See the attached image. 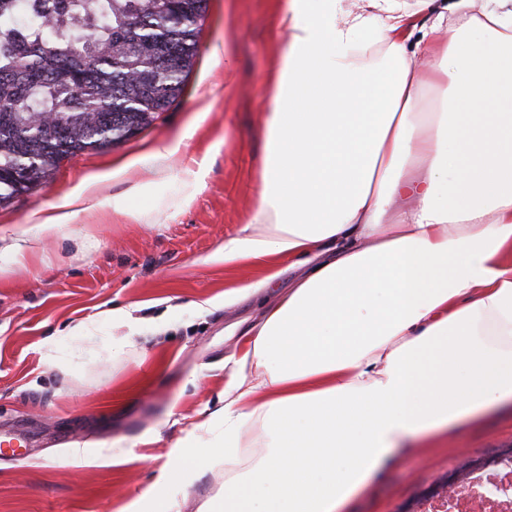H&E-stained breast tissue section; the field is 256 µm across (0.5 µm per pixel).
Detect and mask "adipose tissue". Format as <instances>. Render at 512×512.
Instances as JSON below:
<instances>
[{
    "mask_svg": "<svg viewBox=\"0 0 512 512\" xmlns=\"http://www.w3.org/2000/svg\"><path fill=\"white\" fill-rule=\"evenodd\" d=\"M289 0L225 264L336 255L272 304L166 476L196 512H342L400 443L512 404V0ZM447 85L440 112L425 88Z\"/></svg>",
    "mask_w": 512,
    "mask_h": 512,
    "instance_id": "obj_1",
    "label": "adipose tissue"
}]
</instances>
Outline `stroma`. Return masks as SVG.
<instances>
[{
  "instance_id": "stroma-1",
  "label": "stroma",
  "mask_w": 512,
  "mask_h": 512,
  "mask_svg": "<svg viewBox=\"0 0 512 512\" xmlns=\"http://www.w3.org/2000/svg\"><path fill=\"white\" fill-rule=\"evenodd\" d=\"M288 0H208L183 92L151 125L103 150L65 159L52 178L0 207V433L31 442L0 456V512H141L200 411L223 404L226 366L247 332L306 273L285 258L234 266L225 237L251 218L265 112L288 28ZM178 145L174 158L150 154ZM130 166L98 184L90 209L42 236L34 212L64 203L86 174ZM205 171L191 204L184 185ZM150 183L147 195L133 187ZM267 280L225 303V292ZM139 320L119 327L112 313ZM512 448V409L417 440L345 512H398L469 462Z\"/></svg>"
}]
</instances>
